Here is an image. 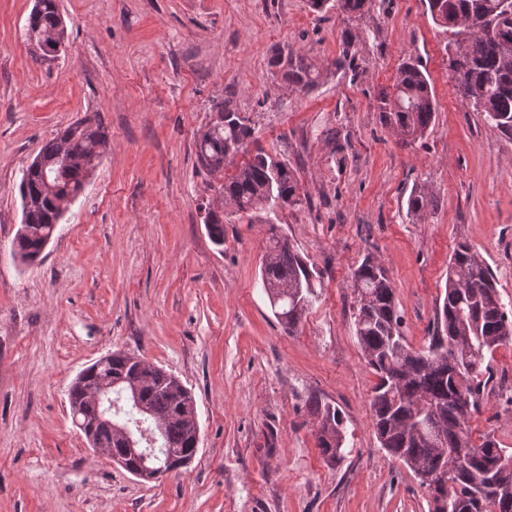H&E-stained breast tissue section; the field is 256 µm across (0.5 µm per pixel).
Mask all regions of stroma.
Listing matches in <instances>:
<instances>
[{
  "mask_svg": "<svg viewBox=\"0 0 512 512\" xmlns=\"http://www.w3.org/2000/svg\"><path fill=\"white\" fill-rule=\"evenodd\" d=\"M34 0H0V512H429L414 473L372 425L378 381L354 332L352 274L384 265L409 345L425 349L458 243L474 247L512 302V135L457 93L425 0H378L352 67L307 92L277 58L320 64L344 48L335 11L307 0H59L67 42L50 64L25 40ZM422 62L436 101L427 135L405 145L377 98L399 65ZM230 101L259 146L285 161L305 204L279 212L314 267L294 333L261 281L266 227L224 214L223 173L198 168V131ZM99 114L107 144L43 253L15 260L18 185L41 146ZM434 194L424 222L412 189ZM137 354L192 392V461L141 482L96 453L69 391L89 364ZM473 438L512 449V343L498 347ZM344 417L345 457L324 461L311 400Z\"/></svg>",
  "mask_w": 512,
  "mask_h": 512,
  "instance_id": "stroma-1",
  "label": "stroma"
}]
</instances>
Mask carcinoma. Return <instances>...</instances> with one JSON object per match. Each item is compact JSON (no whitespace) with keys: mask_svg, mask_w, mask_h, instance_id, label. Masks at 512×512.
I'll return each mask as SVG.
<instances>
[{"mask_svg":"<svg viewBox=\"0 0 512 512\" xmlns=\"http://www.w3.org/2000/svg\"><path fill=\"white\" fill-rule=\"evenodd\" d=\"M434 23L455 29V38L445 45L448 71L461 97L475 112L504 134L512 135V14L499 9V0H427ZM310 8L322 13L336 10L345 24L348 47L361 40L354 23L375 10V0H309ZM67 34L61 26L57 0H41L30 15L27 40L40 60L41 35L50 30ZM349 51L327 65L307 63L288 54L278 59L283 76L294 89L308 91L323 71L345 67ZM394 92H382L378 110L386 126L408 144L422 139L432 124L436 103L428 73L411 59L398 67ZM218 117L200 131L196 156L210 174L224 171L228 157L240 152L248 159L224 180L225 205L239 215L249 213L267 224L268 262L261 265L263 287L278 323L295 331L310 305L313 272L307 261L285 240L278 225L282 207L303 203L287 164L256 146L253 129L229 104H217ZM107 143L101 120L88 117L47 141L29 165L19 185L21 198L35 203L28 223L21 225L12 242V253L23 264L41 258L45 242L62 216L58 201L80 191ZM425 186L414 190L408 211L423 219L432 202ZM213 243L224 244V221L209 211L204 218ZM357 292L355 336L362 355L378 376L371 401L376 437L393 457L408 467L438 472L436 487L426 486L431 499L438 497L447 508L434 512H512V452L499 447L489 435L481 443L469 431L471 414L482 403L490 366L486 356L512 342V305L505 303L489 266L470 245L461 243L448 264L442 303L436 309L434 332L427 348H411L402 332L394 290L386 269L367 256L354 270ZM88 381L112 380V412L124 413L127 422L141 432L152 433L151 419L161 421V444L150 465L165 473L182 466L194 454L189 406L194 397L180 394L173 374L145 360L136 362L126 352L105 356L86 369ZM141 388V407L126 404L125 389L131 382ZM83 387L70 390V410L78 427L94 430L96 440L107 444L112 454L126 458L128 449L120 433L96 425L104 406L82 399ZM318 447L324 459L335 464L342 458L344 418L341 411L312 402Z\"/></svg>","mask_w":512,"mask_h":512,"instance_id":"1","label":"carcinoma"}]
</instances>
